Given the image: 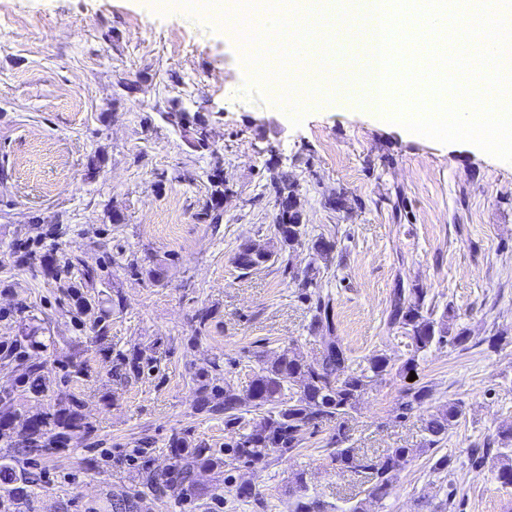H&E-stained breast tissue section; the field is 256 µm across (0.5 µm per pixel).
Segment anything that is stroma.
I'll return each instance as SVG.
<instances>
[{"mask_svg":"<svg viewBox=\"0 0 512 512\" xmlns=\"http://www.w3.org/2000/svg\"><path fill=\"white\" fill-rule=\"evenodd\" d=\"M245 53L155 0H0V343L38 336L29 355L46 391L19 388L3 361L0 389L29 416L73 395L89 425L37 458L41 481L25 512H113V496L137 492L143 470L169 479L177 435L223 455L230 432L223 413L203 406L199 376L219 363L242 393L279 354L318 358L321 333L297 281L311 265L354 362L382 354L394 367L347 421L361 453L414 449L391 495L368 500L354 476L336 471L326 453L336 424L325 421L294 453L226 461L180 494L143 496L139 512H288L298 473L324 512L360 500L368 512H443L452 485L460 512H512L494 462L468 460L512 426V162L357 105L283 106L255 88ZM172 100L205 119L207 148L190 147L161 118ZM276 170L297 184L306 232L287 263L245 274L234 263L241 245L274 235ZM216 175L227 195L213 224L200 215ZM319 239L334 245L329 261L314 257ZM66 258L75 274L93 273L84 292L93 313L108 315L104 342L93 314L52 277ZM399 285L420 289L447 314L450 334L467 336L420 353L416 380L430 395L405 417L408 380L397 369L410 341L386 325ZM202 310L210 318L201 329ZM136 349L140 375L121 378L117 353ZM76 364L84 376H72ZM451 402L460 419L426 448V420ZM443 456L454 476L434 471ZM241 485L251 497L237 496Z\"/></svg>","mask_w":512,"mask_h":512,"instance_id":"stroma-1","label":"stroma"}]
</instances>
